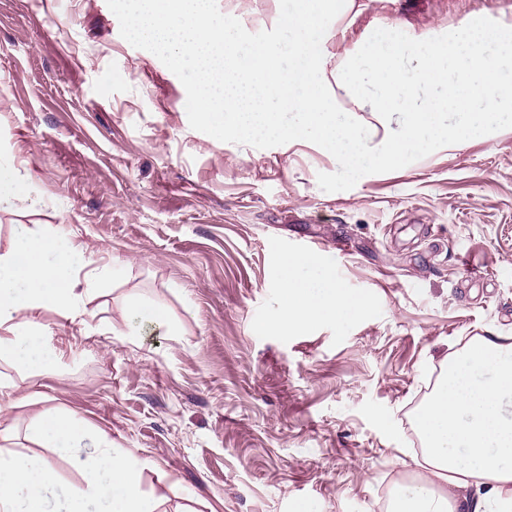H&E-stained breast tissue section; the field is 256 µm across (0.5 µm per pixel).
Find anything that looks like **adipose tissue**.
<instances>
[{
    "label": "adipose tissue",
    "mask_w": 512,
    "mask_h": 512,
    "mask_svg": "<svg viewBox=\"0 0 512 512\" xmlns=\"http://www.w3.org/2000/svg\"><path fill=\"white\" fill-rule=\"evenodd\" d=\"M78 249L50 233L20 230L0 253V358L25 355L48 363L52 338L32 316L46 309L64 318L85 313L71 277ZM285 308L277 325L300 327L320 318L348 319L366 306L313 254L285 257L281 264ZM491 381L480 384L478 372ZM512 399V344L481 337L449 359L428 403L416 416L432 479L447 492L420 486L399 489L394 512H512V416L501 409ZM41 447L67 457L79 482L57 480L40 456L0 448V512H161L165 494L140 488L150 465L135 449L113 447L108 435L67 414L43 415L28 425Z\"/></svg>",
    "instance_id": "adipose-tissue-1"
}]
</instances>
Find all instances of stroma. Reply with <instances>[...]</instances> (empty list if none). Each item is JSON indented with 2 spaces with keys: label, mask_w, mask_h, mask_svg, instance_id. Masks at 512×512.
<instances>
[{
  "label": "stroma",
  "mask_w": 512,
  "mask_h": 512,
  "mask_svg": "<svg viewBox=\"0 0 512 512\" xmlns=\"http://www.w3.org/2000/svg\"><path fill=\"white\" fill-rule=\"evenodd\" d=\"M328 35L345 64L375 29L421 39L512 0H358ZM186 91L120 34L107 0H0V253L20 228L79 247L99 292L85 315L35 311L58 357L0 360L32 418L66 411L137 449L178 493L162 512H391L424 474L417 412L449 358L512 337V128L328 193L338 168L305 140L259 149L190 127ZM313 253L368 307L288 331L281 259ZM123 269L113 277L111 267ZM169 322L136 326L131 303Z\"/></svg>",
  "instance_id": "stroma-1"
}]
</instances>
